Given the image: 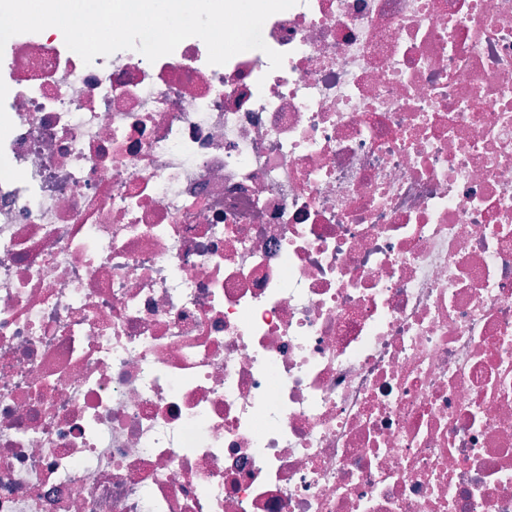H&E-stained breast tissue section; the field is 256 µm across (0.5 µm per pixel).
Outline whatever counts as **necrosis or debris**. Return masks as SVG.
I'll return each mask as SVG.
<instances>
[{
  "instance_id": "necrosis-or-debris-1",
  "label": "necrosis or debris",
  "mask_w": 512,
  "mask_h": 512,
  "mask_svg": "<svg viewBox=\"0 0 512 512\" xmlns=\"http://www.w3.org/2000/svg\"><path fill=\"white\" fill-rule=\"evenodd\" d=\"M262 35L0 51V512H512V0Z\"/></svg>"
}]
</instances>
